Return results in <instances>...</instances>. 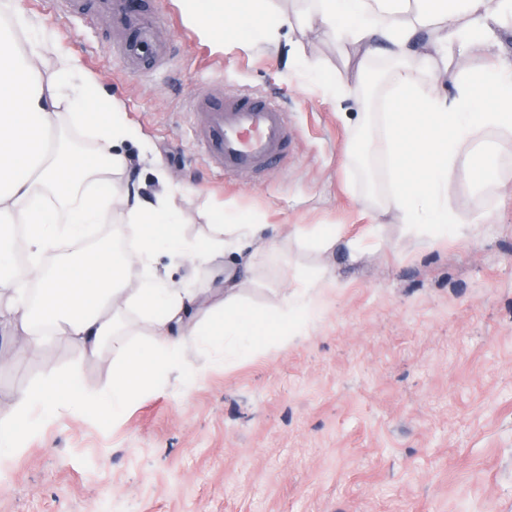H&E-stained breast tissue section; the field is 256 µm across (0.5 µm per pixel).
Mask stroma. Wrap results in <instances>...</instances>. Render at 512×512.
I'll return each instance as SVG.
<instances>
[{
    "label": "stroma",
    "instance_id": "stroma-1",
    "mask_svg": "<svg viewBox=\"0 0 512 512\" xmlns=\"http://www.w3.org/2000/svg\"><path fill=\"white\" fill-rule=\"evenodd\" d=\"M173 40L170 65L124 72L98 52L112 31L90 7L58 18L50 0H19L119 104L139 139L123 151L125 181L145 195L171 188L186 237L212 204L268 225L279 253L262 257L240 296L275 315L297 272L320 273L323 314L288 346L265 342L225 360L193 350L202 375L146 394L120 419L65 414L5 460L0 512H512V146L485 134L448 186L454 210L479 215L464 235L405 234L399 214L373 225L390 189L362 159L363 108L379 113L390 61L378 55L351 83L348 50L317 22L269 48L218 47L184 18L181 0H149ZM255 92L285 107L293 140L283 166L221 178L189 130L194 98ZM488 170L483 186L475 168ZM337 225L361 242L349 259L319 250L306 230ZM113 356L84 359L48 345L0 362V416L49 371L104 389Z\"/></svg>",
    "mask_w": 512,
    "mask_h": 512
}]
</instances>
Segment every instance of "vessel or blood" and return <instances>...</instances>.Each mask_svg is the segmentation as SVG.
I'll return each mask as SVG.
<instances>
[{
    "label": "vessel or blood",
    "mask_w": 512,
    "mask_h": 512,
    "mask_svg": "<svg viewBox=\"0 0 512 512\" xmlns=\"http://www.w3.org/2000/svg\"><path fill=\"white\" fill-rule=\"evenodd\" d=\"M100 13L111 21L123 68L142 73L168 65L171 46L157 12L145 11L140 0H101ZM190 119L208 164L224 177L268 173L289 152L288 114L265 96L211 94L193 101Z\"/></svg>",
    "instance_id": "1"
}]
</instances>
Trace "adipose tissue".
Here are the masks:
<instances>
[{
    "label": "adipose tissue",
    "mask_w": 512,
    "mask_h": 512,
    "mask_svg": "<svg viewBox=\"0 0 512 512\" xmlns=\"http://www.w3.org/2000/svg\"><path fill=\"white\" fill-rule=\"evenodd\" d=\"M187 23L223 44L225 31L238 44L275 40L294 28L295 17L270 9L269 0H182ZM315 13L337 43L356 56V77L366 62L387 53L395 62L390 95L380 115L374 155L391 175V190L377 214L405 218L417 238L464 233L448 202V184L468 166L469 148L483 132L512 141V63H493L459 75L455 93L425 91L418 75L435 71L478 48H492L512 30V0H313ZM427 34L428 45L418 37ZM48 40L20 16L12 0H0V230L25 231L27 262L14 259L0 240V327L21 337L24 351L38 353L49 341L78 347L89 360L102 349L115 352L112 380L97 394L84 391L77 373L49 375L19 392L0 418V456L20 452L40 423L61 410L110 412L120 417L142 394L176 374L190 384L198 370L181 358L203 344H222L225 357L250 353L253 337L268 334L288 344L321 316L318 283L305 276L276 318L240 305L237 288L253 269L251 244L259 224L207 214L209 234L187 238L169 207L168 194L145 198L116 190L113 174L127 169L116 147L137 138L116 101L83 75L78 60L62 54L50 75L41 71ZM97 146L86 156L63 143L60 117ZM133 231L129 248H83L88 229L112 223L115 214ZM237 254L235 270L217 287L201 292L190 278L173 281L159 265H220ZM141 271L138 287L127 285L129 267ZM144 323L149 340L132 345L130 321Z\"/></svg>",
    "instance_id": "ef3b65f1"
}]
</instances>
